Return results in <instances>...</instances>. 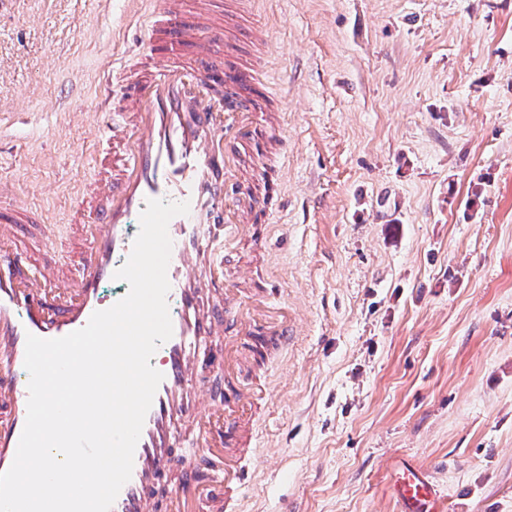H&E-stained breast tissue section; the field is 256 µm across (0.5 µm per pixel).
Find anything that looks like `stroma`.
Returning <instances> with one entry per match:
<instances>
[{"mask_svg":"<svg viewBox=\"0 0 512 512\" xmlns=\"http://www.w3.org/2000/svg\"><path fill=\"white\" fill-rule=\"evenodd\" d=\"M151 6L0 0V176L69 223L103 64ZM285 112L266 228L224 257L273 274L287 351L244 352L271 397L240 512H512V0H251ZM392 494L399 512H439L440 492L431 476L422 468L403 465L394 475Z\"/></svg>","mask_w":512,"mask_h":512,"instance_id":"1","label":"stroma"}]
</instances>
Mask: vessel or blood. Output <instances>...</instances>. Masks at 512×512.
Masks as SVG:
<instances>
[{"label": "vessel or blood", "mask_w": 512, "mask_h": 512, "mask_svg": "<svg viewBox=\"0 0 512 512\" xmlns=\"http://www.w3.org/2000/svg\"><path fill=\"white\" fill-rule=\"evenodd\" d=\"M230 54L220 0L193 12L185 0H153L143 38L122 65L107 64L99 75L104 146L76 193L81 218L55 229L0 185V473L14 461L27 417V335L66 336L124 298L129 285L114 274L132 250L147 200L185 201L189 213L168 224L173 334L150 360L164 378L111 512H155V492L173 473L167 512H230L242 494V452L253 440L251 415L267 383L237 388L225 371L228 346L210 342L223 335L226 312L243 304L224 277L228 236L264 220L280 194L275 182L253 191L238 147L251 144L256 164L265 165L283 116L269 105L257 67L229 63ZM21 224L36 225L49 246L65 237L67 251L33 259L18 244ZM235 324L239 334L279 349L294 336L283 315ZM187 441L206 451L207 472L187 466L180 450ZM391 489L399 512H440L439 489L422 468L403 465Z\"/></svg>", "instance_id": "b4317fda"}]
</instances>
